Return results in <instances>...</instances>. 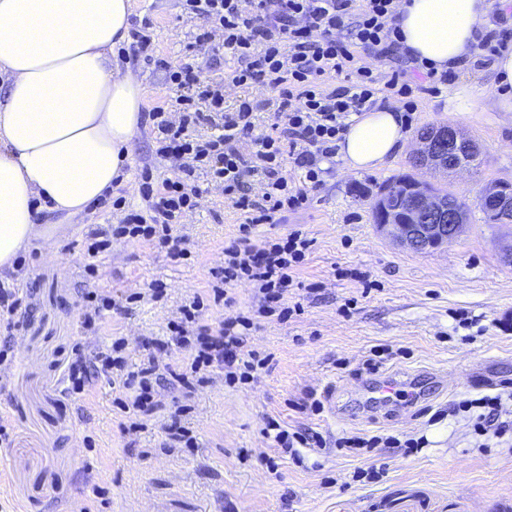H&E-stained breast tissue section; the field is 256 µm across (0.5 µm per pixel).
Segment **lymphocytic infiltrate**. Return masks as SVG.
I'll return each mask as SVG.
<instances>
[{
  "label": "lymphocytic infiltrate",
  "instance_id": "1",
  "mask_svg": "<svg viewBox=\"0 0 512 512\" xmlns=\"http://www.w3.org/2000/svg\"><path fill=\"white\" fill-rule=\"evenodd\" d=\"M400 0H183L189 18L216 22L224 36V51L236 62L225 82H201L190 67L170 71L169 80L182 94L179 121L164 111L151 114L159 132L158 155L179 161V174L153 187L144 174L140 191L149 203L148 215L132 212L112 230L111 239L92 242L86 249L96 257L109 249L112 238L156 242L175 259L186 255L184 237L174 235L181 214L193 209L199 194L197 171L222 185L237 209L246 216L237 235L224 248V262L210 268L209 299L232 304V286L251 285L258 301L256 314L226 319L218 330L200 322L204 301L193 296L171 321V339L184 357V372L160 366L146 356L139 371L125 373L124 339L92 351L75 348L61 380L70 394L83 393L93 375L115 374L133 393V408L143 414L162 406L157 388L173 383L190 388V375L221 370L230 383L258 381L268 363L248 342L256 316L292 314L285 299L291 294L296 271L304 262L311 241L294 229L275 241L256 246V226L272 224L282 212L307 206L310 191L321 184L324 161L335 158L337 143L349 127L351 115L371 104L377 82L359 52L377 59L399 53L401 33L396 26ZM342 76V85L324 89L328 74ZM251 85L278 90L277 121L269 133L255 135L256 102L241 100L234 111L224 109V86ZM210 124L218 136L205 142L190 138L189 128ZM254 139L252 154L240 145ZM305 172L304 184L292 187L284 174L286 159Z\"/></svg>",
  "mask_w": 512,
  "mask_h": 512
}]
</instances>
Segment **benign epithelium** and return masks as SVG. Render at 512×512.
Instances as JSON below:
<instances>
[{"mask_svg":"<svg viewBox=\"0 0 512 512\" xmlns=\"http://www.w3.org/2000/svg\"><path fill=\"white\" fill-rule=\"evenodd\" d=\"M417 141L419 147L412 154L414 168L434 169L442 174L468 170L461 160V151L471 147V141L452 126L423 130ZM405 184L407 192L403 202L389 188L378 192L373 202L377 229L419 252L440 249L457 239L466 223L465 206L415 176ZM480 201L493 210L512 212V184H490L483 190Z\"/></svg>","mask_w":512,"mask_h":512,"instance_id":"7a95c632","label":"benign epithelium"}]
</instances>
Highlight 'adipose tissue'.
I'll list each match as a JSON object with an SVG mask.
<instances>
[{"label":"adipose tissue","instance_id":"obj_1","mask_svg":"<svg viewBox=\"0 0 512 512\" xmlns=\"http://www.w3.org/2000/svg\"><path fill=\"white\" fill-rule=\"evenodd\" d=\"M130 16L131 0H0V273L53 245L56 227L38 223L36 201L80 215L131 165L144 91L114 57ZM396 23L410 56L438 72L470 67L492 28L488 0H402ZM407 139L401 110L378 105L337 153L371 171Z\"/></svg>","mask_w":512,"mask_h":512}]
</instances>
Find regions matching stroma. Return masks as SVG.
Returning a JSON list of instances; mask_svg holds the SVG:
<instances>
[{"label":"stroma","instance_id":"stroma-1","mask_svg":"<svg viewBox=\"0 0 512 512\" xmlns=\"http://www.w3.org/2000/svg\"><path fill=\"white\" fill-rule=\"evenodd\" d=\"M130 21L149 35L152 52L126 42L116 58L140 79L146 110L178 118L180 92L168 68L187 65L200 80L215 81L235 66L223 51L197 43L202 22L187 18L181 0H133ZM361 60L382 75L399 72L411 87L417 110L409 139L429 126H455L479 144V167L417 172L407 149L371 171L330 165L307 208L254 234L261 245L298 227L312 241L297 272L300 312L259 318L249 341L270 355L268 369L251 384L211 375L187 397L160 389L162 410L136 428L122 406L123 388L109 376L95 378L86 394L63 395L62 364L76 343L94 347L120 337L129 370L147 353L175 363L167 325L188 299L207 294L210 268L223 262L225 243L245 221L202 174L196 208L174 228L187 240L184 258L116 238L89 272L66 252L90 230L119 224L126 211H147L144 169L157 181L173 175L171 162L156 155L157 129L145 124L111 197L76 218L43 210L42 223L63 227L55 252L24 257L16 285L30 310L18 328L0 326V347L12 354L0 365V423L10 433L0 449V512H512V431L478 435L459 407L497 395L503 419L512 420V225L484 223L478 208L487 183L512 182V112L499 111L486 66L451 72L440 83L402 58ZM457 96L460 106L449 110ZM412 172L444 184L468 207L464 233L447 248L414 251L373 222L380 185ZM155 283L164 287L162 298L149 294ZM90 290L116 302L94 333L82 324ZM384 377L403 385L386 405L374 391ZM176 404L193 447L168 444L164 422ZM270 418L288 432L320 435L321 447L282 452L263 432ZM352 433L382 442L337 447ZM387 436L402 447L384 444ZM409 439L414 447H406ZM381 464L384 473L365 478Z\"/></svg>","mask_w":512,"mask_h":512}]
</instances>
